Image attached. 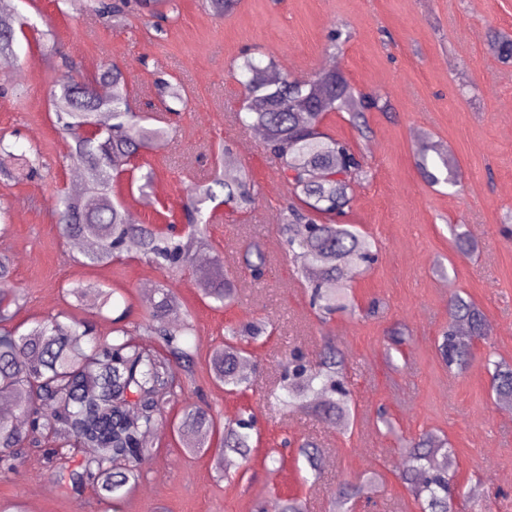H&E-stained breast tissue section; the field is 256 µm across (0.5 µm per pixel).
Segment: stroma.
<instances>
[{"label": "stroma", "instance_id": "1", "mask_svg": "<svg viewBox=\"0 0 512 512\" xmlns=\"http://www.w3.org/2000/svg\"><path fill=\"white\" fill-rule=\"evenodd\" d=\"M89 2L61 7L56 0H8L9 13L27 17L46 34L44 41L20 44L18 62L0 69V136L17 152L36 148L42 160L34 176L0 178V205L11 224L5 241L10 285L26 294L17 319L61 310L88 317L85 307L62 293L66 283L87 280L116 289L134 325L143 316V281L173 284L182 313L195 326L189 338L194 379L166 408L156 450L119 508L90 487L63 491L37 453L0 473V504L19 502L25 512H254L298 496L308 512H330L338 482L376 472L384 485L364 512H418L397 478L406 464L398 447L402 439L431 432L446 436L454 448L459 485L475 491L476 501L493 512H512V415L498 412L483 366L488 357L512 363V240L503 234L512 223V64L502 63L489 46L492 32L512 36V0H240L222 18L204 0H175L174 20L158 31L132 15L90 24ZM332 29L340 33L334 44L328 39ZM246 51L274 59L291 78H311L335 61L354 88L380 94L390 105L356 122L346 112L323 122L326 133L365 157L369 176L356 185L345 221L359 225L379 248L366 272L347 275L357 311L336 313L325 323L311 308L278 230L288 199L278 162L263 139L229 118L243 96L237 64ZM67 59L85 71L113 62L135 87L161 77L188 94L190 109L171 118L168 143L138 160L154 174L152 189L142 192L125 182L118 188L124 207L136 208V222L182 223L186 188L210 178L218 145L229 146L236 170L249 172L258 193L254 209L218 208L208 229L225 270L238 279L233 303L214 307L192 270L170 273L133 257L105 268L75 261L53 213L57 190H69L77 168L66 157L49 103L52 79ZM422 140L452 151L460 188L425 183L416 167ZM453 224L468 225L477 239L472 257L455 256ZM250 245L268 260L258 282L243 272ZM452 285L492 325L476 361L459 375L449 373L436 349ZM374 300L380 313L366 316ZM254 317L267 318L272 333L249 348V390L225 393L211 379L208 356L227 327ZM399 324L409 335L390 365L384 337ZM327 339L345 356L354 398V418L342 428L303 411H284L268 396L291 351L315 361ZM203 402L220 422L244 410L257 419L251 455L238 461L232 479L217 471L212 454H186L172 430L182 408ZM381 407L388 423L376 420ZM302 437L320 447L319 475L290 445Z\"/></svg>", "mask_w": 512, "mask_h": 512}]
</instances>
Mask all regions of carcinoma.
Segmentation results:
<instances>
[{
    "mask_svg": "<svg viewBox=\"0 0 512 512\" xmlns=\"http://www.w3.org/2000/svg\"><path fill=\"white\" fill-rule=\"evenodd\" d=\"M172 0H97L89 11L97 20L126 16L167 18ZM239 0H208L217 17L232 13ZM28 20L0 12V66L18 59L17 45L27 38ZM499 59L512 62V37L494 34L490 40ZM245 76L244 96L236 119L244 126L263 131L268 151L279 162V173L288 187V206L279 231L310 288V305L327 318L338 310L354 312L349 286L342 282L344 268L364 269L378 254L375 241L344 218L352 207L353 185L366 175L362 154L323 131L325 116L348 110L362 114L371 109L388 110L378 94L354 95L346 77L336 69L320 70L300 82L278 71L273 60L262 63L245 55L238 64ZM84 93L73 92L74 78L62 77L50 90V101L62 133L71 139L69 153L83 169L86 193L73 196L57 192L55 215L60 231L69 241H85L88 249L77 262L101 266L124 259L130 242L138 246L139 259L174 270L193 266L194 255L207 242L205 216L208 203L223 195L224 205L235 211L254 208L257 192L247 178L228 180L218 174L210 181L194 182L184 207L187 229L176 234L157 224H138L128 219L115 192V184L133 168L144 150L157 149L168 138L164 118L133 110L134 88L115 63H103L80 74ZM189 98L178 83L159 78L150 110L178 115L188 110ZM37 159L17 154L0 137V174L14 178L36 168ZM416 166L432 185L456 186L458 162L436 143L418 146ZM454 248L460 255L478 250V243L464 224L450 226ZM267 260L256 247L244 254V266L253 278H261ZM12 262L0 249V397L12 407L0 410V467L10 470L30 449L51 439L47 460L66 489L79 492L90 486L114 504L120 502L142 475L149 443L163 409L176 403L195 364V352L187 344L193 334L191 315L174 323L169 313L180 308L177 290L168 284L151 291L142 300L143 320L131 328L125 313L112 319V338L99 336L89 320L65 313L27 323H14L26 298L9 286ZM204 297L221 308L235 298L233 280L224 273V263L214 254L209 268L199 272ZM115 291L101 283L74 282L66 295L78 303L93 300V310L102 315L111 306ZM268 331L261 318L230 327L224 343L209 355L213 381L226 393H242L249 387L241 371L248 346ZM492 327L477 304L449 288L448 325L438 345L450 373L468 369L476 344L491 336ZM405 329L395 327L387 336L385 358L394 364L392 352L402 353ZM491 389L498 401H512V364L486 359ZM284 391L282 404L306 408L336 421L350 419L352 394L343 369V354L325 345L318 361L309 363L295 356L288 360L278 382ZM28 420L21 429L16 419ZM184 451L212 453L216 468L224 469V455L249 457L251 416L242 412L216 430L213 414L201 406L182 410L175 423ZM77 448L92 452L74 459ZM311 471L318 470L319 446L312 439L298 443ZM408 465L400 475L420 512H460L464 488L453 484L455 450L448 439L427 433L403 443ZM376 477L353 484L342 481L333 506L340 512H355L360 499H370Z\"/></svg>",
    "mask_w": 512,
    "mask_h": 512,
    "instance_id": "obj_1",
    "label": "carcinoma"
}]
</instances>
